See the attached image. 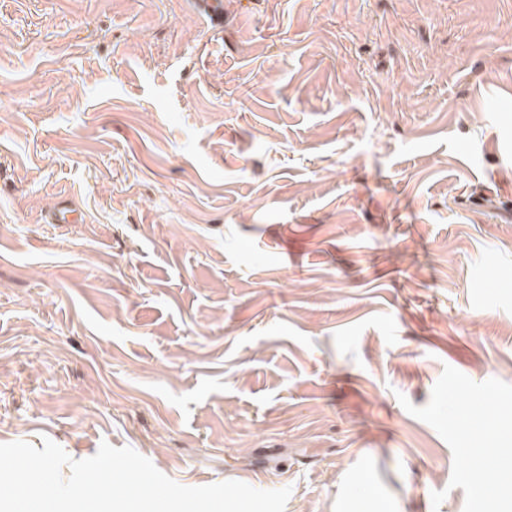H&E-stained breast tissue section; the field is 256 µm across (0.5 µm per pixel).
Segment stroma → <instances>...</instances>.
I'll list each match as a JSON object with an SVG mask.
<instances>
[{
  "mask_svg": "<svg viewBox=\"0 0 512 512\" xmlns=\"http://www.w3.org/2000/svg\"><path fill=\"white\" fill-rule=\"evenodd\" d=\"M46 438L285 512L496 496L512 0H0V443Z\"/></svg>",
  "mask_w": 512,
  "mask_h": 512,
  "instance_id": "obj_1",
  "label": "stroma"
}]
</instances>
